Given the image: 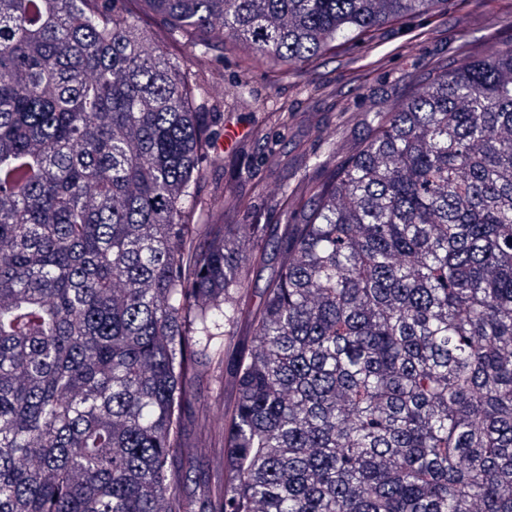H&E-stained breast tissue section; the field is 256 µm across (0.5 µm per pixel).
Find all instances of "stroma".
Returning <instances> with one entry per match:
<instances>
[{
    "mask_svg": "<svg viewBox=\"0 0 512 512\" xmlns=\"http://www.w3.org/2000/svg\"><path fill=\"white\" fill-rule=\"evenodd\" d=\"M511 38L512 0H448L427 14L391 21L330 47L296 76L225 45L211 61L214 74L228 87L246 83L261 107L225 97L222 128L240 136L230 147L216 142V158L208 162L207 179L197 189L202 208L222 205L228 224L279 229L288 211L304 203L300 190L314 163L345 160L368 132V113L389 109L411 77L485 53L487 46ZM310 79L323 86L321 95L307 93ZM283 106L290 111L284 125L273 117ZM287 187L294 196H282ZM264 251L266 262L253 273L239 301L240 314L221 338L224 361L201 381L196 416L187 427L201 464L215 477L223 469L224 413L237 401L238 348L253 335L263 289L276 265L274 242H265Z\"/></svg>",
    "mask_w": 512,
    "mask_h": 512,
    "instance_id": "obj_1",
    "label": "stroma"
}]
</instances>
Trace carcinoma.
<instances>
[{
  "label": "carcinoma",
  "instance_id": "obj_1",
  "mask_svg": "<svg viewBox=\"0 0 512 512\" xmlns=\"http://www.w3.org/2000/svg\"><path fill=\"white\" fill-rule=\"evenodd\" d=\"M446 2L0 0V512H512V40L316 163L221 478L182 443L267 231L196 221L248 95L200 65L230 42L295 75Z\"/></svg>",
  "mask_w": 512,
  "mask_h": 512
}]
</instances>
